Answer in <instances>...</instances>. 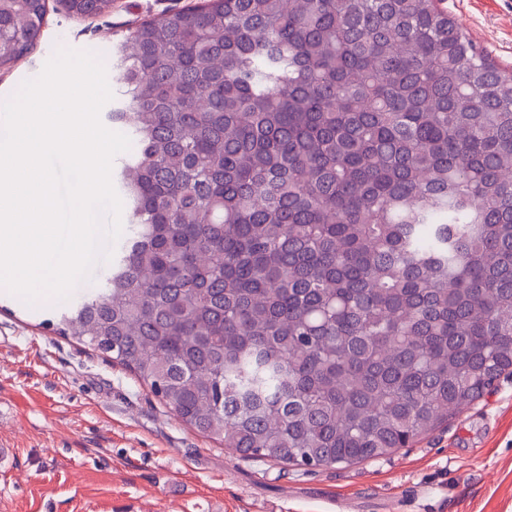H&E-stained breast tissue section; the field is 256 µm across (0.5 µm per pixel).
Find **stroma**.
Segmentation results:
<instances>
[{
    "instance_id": "35a3bbf8",
    "label": "stroma",
    "mask_w": 512,
    "mask_h": 512,
    "mask_svg": "<svg viewBox=\"0 0 512 512\" xmlns=\"http://www.w3.org/2000/svg\"><path fill=\"white\" fill-rule=\"evenodd\" d=\"M202 0H112L101 17L50 0L32 55L0 70V102L40 74L46 48L109 60L132 23ZM512 69V0H447ZM59 300L0 288V512H512V375L429 438L350 467L282 466L225 451L184 426L101 353L45 326Z\"/></svg>"
}]
</instances>
